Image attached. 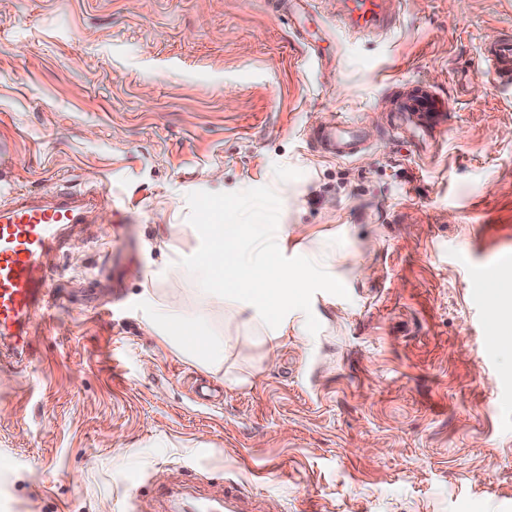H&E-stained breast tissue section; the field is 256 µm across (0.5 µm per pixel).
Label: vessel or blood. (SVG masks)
<instances>
[{"label":"vessel or blood","mask_w":512,"mask_h":512,"mask_svg":"<svg viewBox=\"0 0 512 512\" xmlns=\"http://www.w3.org/2000/svg\"><path fill=\"white\" fill-rule=\"evenodd\" d=\"M311 0H279V7L297 25L300 36L319 40L310 30ZM396 23L392 0H339L336 25L362 37L391 31ZM480 65L506 84L512 82V37L485 44ZM322 149L341 160L353 158L364 140L347 121L334 117L313 132ZM91 191L57 189L50 196L15 192L0 205V335L13 342L10 359L25 365L30 357L27 338L51 293V257L67 229L83 223L95 206Z\"/></svg>","instance_id":"obj_1"}]
</instances>
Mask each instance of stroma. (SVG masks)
<instances>
[{
	"instance_id": "1",
	"label": "stroma",
	"mask_w": 512,
	"mask_h": 512,
	"mask_svg": "<svg viewBox=\"0 0 512 512\" xmlns=\"http://www.w3.org/2000/svg\"><path fill=\"white\" fill-rule=\"evenodd\" d=\"M314 6L315 52L274 0H0V202L106 191L33 361H0V512H193L231 481L264 512H512V362L472 283L512 261V88L476 69L512 0H398L369 39ZM419 86L450 112L425 151L395 120ZM334 115L357 158L311 147ZM257 210L335 232L349 286L274 349L208 313L216 372L150 332L145 291Z\"/></svg>"
}]
</instances>
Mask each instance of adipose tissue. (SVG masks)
<instances>
[{"mask_svg":"<svg viewBox=\"0 0 512 512\" xmlns=\"http://www.w3.org/2000/svg\"><path fill=\"white\" fill-rule=\"evenodd\" d=\"M208 235L213 243L207 261L177 263L175 274L191 283L201 310L200 316L185 314L178 302L156 301L151 328L176 352L208 368L219 367L228 343L209 333L203 311L229 309L233 321L258 325L267 343L278 346L283 339L301 335L304 315L289 316L288 308L304 288L314 281L326 288L339 287L344 278L337 274L331 248L309 247L303 229L286 224H212ZM295 253L299 262L291 268H276L271 259ZM236 273L234 287L222 286L225 268Z\"/></svg>","mask_w":512,"mask_h":512,"instance_id":"1","label":"adipose tissue"}]
</instances>
